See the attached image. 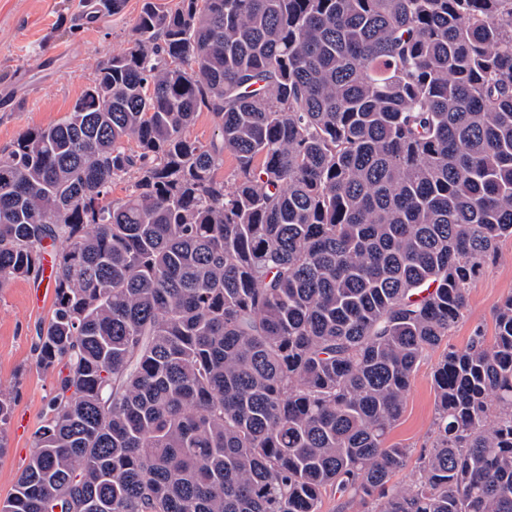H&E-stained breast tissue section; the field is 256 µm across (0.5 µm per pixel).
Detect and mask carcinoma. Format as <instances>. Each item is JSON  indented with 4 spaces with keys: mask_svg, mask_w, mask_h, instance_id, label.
I'll return each mask as SVG.
<instances>
[{
    "mask_svg": "<svg viewBox=\"0 0 512 512\" xmlns=\"http://www.w3.org/2000/svg\"><path fill=\"white\" fill-rule=\"evenodd\" d=\"M509 236L512 0H143L0 153L55 372L4 512H512V294L438 360L431 447L388 443ZM215 133V122L209 112L198 113L195 121L188 127L187 135L192 140L208 143Z\"/></svg>",
    "mask_w": 512,
    "mask_h": 512,
    "instance_id": "1",
    "label": "carcinoma"
}]
</instances>
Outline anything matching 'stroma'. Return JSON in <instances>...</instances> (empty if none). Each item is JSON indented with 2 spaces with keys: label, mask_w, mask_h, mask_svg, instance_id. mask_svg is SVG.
Masks as SVG:
<instances>
[{
  "label": "stroma",
  "mask_w": 512,
  "mask_h": 512,
  "mask_svg": "<svg viewBox=\"0 0 512 512\" xmlns=\"http://www.w3.org/2000/svg\"><path fill=\"white\" fill-rule=\"evenodd\" d=\"M142 0L87 25L82 0H0V150L26 129L45 128L69 112L91 82L96 62L128 45ZM32 283L16 279L0 288V392L14 401L7 446L0 451V501L10 496L34 446V432L53 392L54 375L36 365L34 342L53 301H36ZM512 294V237L469 291L465 317L447 345L465 347L476 324L493 332L496 305ZM439 351L420 360L404 413L391 433L413 451L430 446L435 409L432 371Z\"/></svg>",
  "instance_id": "35a3bbf8"
}]
</instances>
